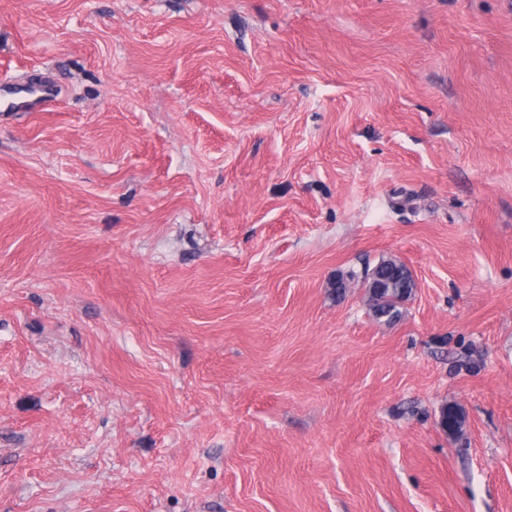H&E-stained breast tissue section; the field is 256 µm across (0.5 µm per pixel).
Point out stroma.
Instances as JSON below:
<instances>
[{
    "label": "stroma",
    "instance_id": "1",
    "mask_svg": "<svg viewBox=\"0 0 512 512\" xmlns=\"http://www.w3.org/2000/svg\"><path fill=\"white\" fill-rule=\"evenodd\" d=\"M0 512H512V0H0ZM374 271L372 293L368 292L374 317L392 322L401 316V306L412 294L415 286L410 269L394 259H381L364 276Z\"/></svg>",
    "mask_w": 512,
    "mask_h": 512
}]
</instances>
